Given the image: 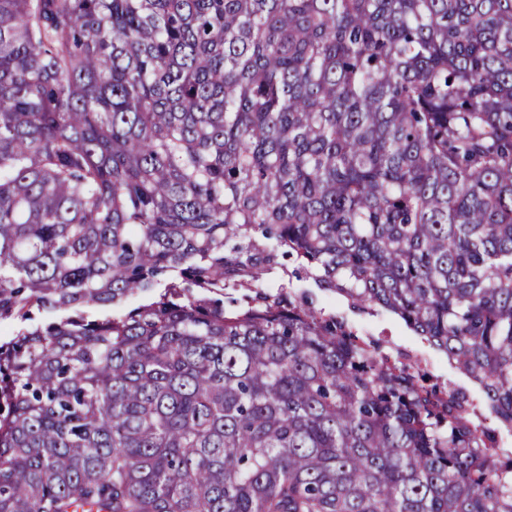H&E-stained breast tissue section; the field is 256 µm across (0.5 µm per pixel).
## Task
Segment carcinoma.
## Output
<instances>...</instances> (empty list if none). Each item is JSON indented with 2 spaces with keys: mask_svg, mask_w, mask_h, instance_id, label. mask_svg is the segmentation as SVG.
<instances>
[{
  "mask_svg": "<svg viewBox=\"0 0 512 512\" xmlns=\"http://www.w3.org/2000/svg\"><path fill=\"white\" fill-rule=\"evenodd\" d=\"M295 280L512 427V0H0V512H512ZM321 300L330 306H336V312L346 316L350 324L354 325L356 329L362 330L369 335L362 336L364 338L379 340L381 343L389 342L391 345L397 347L401 344H412L416 346L421 352L431 356L433 364L428 367V370L440 380L450 382L454 385H463L468 389L473 390L478 398L479 404L485 406V397L481 389L474 385L465 375L459 372L454 366L448 362V358L434 350L426 342L421 341L416 336L405 329L393 316L387 313H379L376 316H369L353 311L348 307L347 302L339 296L336 299L328 298L324 294H319ZM383 343V344H384ZM466 399L470 403H475L472 393L464 388L458 387Z\"/></svg>",
  "mask_w": 512,
  "mask_h": 512,
  "instance_id": "cac0c4a2",
  "label": "carcinoma"
}]
</instances>
